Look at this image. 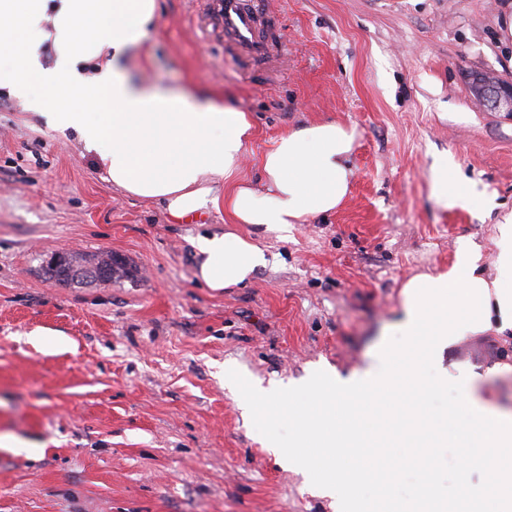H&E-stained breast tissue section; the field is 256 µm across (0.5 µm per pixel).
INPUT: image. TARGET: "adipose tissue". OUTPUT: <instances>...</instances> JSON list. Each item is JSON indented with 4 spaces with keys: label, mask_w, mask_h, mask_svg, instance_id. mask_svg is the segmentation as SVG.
Instances as JSON below:
<instances>
[{
    "label": "adipose tissue",
    "mask_w": 512,
    "mask_h": 512,
    "mask_svg": "<svg viewBox=\"0 0 512 512\" xmlns=\"http://www.w3.org/2000/svg\"><path fill=\"white\" fill-rule=\"evenodd\" d=\"M157 10V0H0V92L24 99L49 127L74 132L105 181L160 202L172 220L225 211L232 229L198 234L191 245L199 282L236 288L267 266V239L288 240L293 225L343 202L357 133L334 120L290 129L260 159L262 187L240 181L254 134L247 112L209 92L140 82L127 69L128 56L150 41ZM431 190L447 207L476 197L445 161ZM239 224L252 233L236 232ZM494 245L495 280L485 277L482 247L471 240L448 272L411 279L393 327L398 343L363 373L319 370L286 393L245 386L246 409L269 446L280 445L276 427L288 426L295 469L308 468L304 448L325 449L316 488L335 512H512V411L491 406L479 391L483 374L467 367L455 404L430 401L448 386L431 375L447 349L490 331L512 335V214L498 224ZM446 447L461 461L450 498L431 478V451ZM486 468L492 481L472 484L470 474ZM407 471L420 481L403 497L396 480Z\"/></svg>",
    "instance_id": "ef3b65f1"
}]
</instances>
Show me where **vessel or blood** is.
Listing matches in <instances>:
<instances>
[{"label": "vessel or blood", "instance_id": "1", "mask_svg": "<svg viewBox=\"0 0 512 512\" xmlns=\"http://www.w3.org/2000/svg\"><path fill=\"white\" fill-rule=\"evenodd\" d=\"M209 24L222 34L226 47L252 66L267 68L277 61L282 42L266 38L263 27H275L276 15L265 0H202Z\"/></svg>", "mask_w": 512, "mask_h": 512}]
</instances>
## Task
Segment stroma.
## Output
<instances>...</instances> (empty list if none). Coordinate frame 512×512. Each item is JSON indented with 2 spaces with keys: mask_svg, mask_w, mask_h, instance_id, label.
Here are the masks:
<instances>
[{
  "mask_svg": "<svg viewBox=\"0 0 512 512\" xmlns=\"http://www.w3.org/2000/svg\"><path fill=\"white\" fill-rule=\"evenodd\" d=\"M289 53L284 77L243 74L220 37H203L193 0H159L133 70L170 89L209 90L255 127L241 175L283 132L336 120L358 132L349 193L332 214L271 240L244 287L196 279L191 238L224 231V212L185 224L162 204L103 180L73 132L0 94V512H333L302 472L263 447L224 385L225 367L288 388L315 365L349 377L393 343L402 287L447 271L465 240L483 247L512 213V113L484 105L483 73L512 84L499 25L512 0H269ZM482 202L431 194L440 157ZM114 253L137 275L82 287L47 280L50 255ZM59 335L53 349L35 333ZM486 374L512 409V341L486 333L444 355Z\"/></svg>",
  "mask_w": 512,
  "mask_h": 512,
  "instance_id": "1",
  "label": "stroma"
}]
</instances>
